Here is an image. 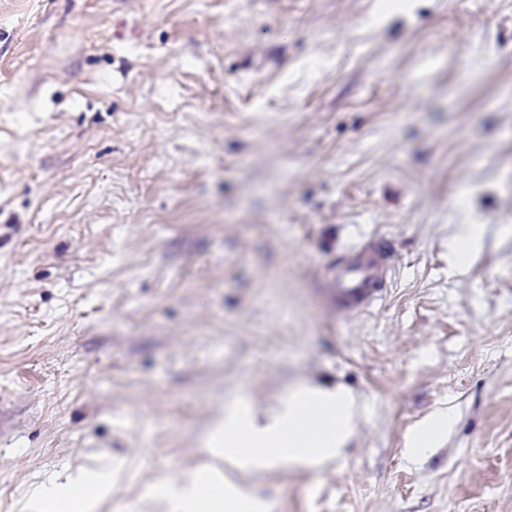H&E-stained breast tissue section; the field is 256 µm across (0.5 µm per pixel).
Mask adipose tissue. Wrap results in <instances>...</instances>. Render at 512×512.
I'll return each instance as SVG.
<instances>
[{
  "instance_id": "obj_1",
  "label": "adipose tissue",
  "mask_w": 512,
  "mask_h": 512,
  "mask_svg": "<svg viewBox=\"0 0 512 512\" xmlns=\"http://www.w3.org/2000/svg\"><path fill=\"white\" fill-rule=\"evenodd\" d=\"M360 417L354 395L301 383L289 388L273 413L259 419L250 408L237 405L225 411L212 429L215 448L209 463L162 482L161 507L174 512H266L268 503L254 481L282 468L319 471L340 459L353 438ZM453 414L438 409L407 434L405 455L422 457L448 431ZM112 499V469L78 468L66 482L36 484L32 504L51 512H102Z\"/></svg>"
}]
</instances>
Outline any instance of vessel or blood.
Segmentation results:
<instances>
[{"mask_svg": "<svg viewBox=\"0 0 512 512\" xmlns=\"http://www.w3.org/2000/svg\"><path fill=\"white\" fill-rule=\"evenodd\" d=\"M383 281V268L378 252L360 246L352 259L337 267L334 283L337 297L347 303H358L374 297Z\"/></svg>", "mask_w": 512, "mask_h": 512, "instance_id": "vessel-or-blood-1", "label": "vessel or blood"}]
</instances>
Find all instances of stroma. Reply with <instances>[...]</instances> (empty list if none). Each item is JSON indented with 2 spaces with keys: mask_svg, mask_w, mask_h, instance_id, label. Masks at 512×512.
I'll return each mask as SVG.
<instances>
[{
  "mask_svg": "<svg viewBox=\"0 0 512 512\" xmlns=\"http://www.w3.org/2000/svg\"><path fill=\"white\" fill-rule=\"evenodd\" d=\"M301 382L363 417L270 512H512V0H0V512L100 458L145 512ZM483 228L484 225L481 224H461V234L452 245V249L458 257L461 258L472 251L483 232ZM383 268L379 253L358 246L352 259L336 268L334 283L337 297L347 303H358L374 297L381 288ZM453 421L454 416L448 409H438L418 422L406 436V458L422 457L448 431Z\"/></svg>",
  "mask_w": 512,
  "mask_h": 512,
  "instance_id": "obj_1",
  "label": "stroma"
}]
</instances>
